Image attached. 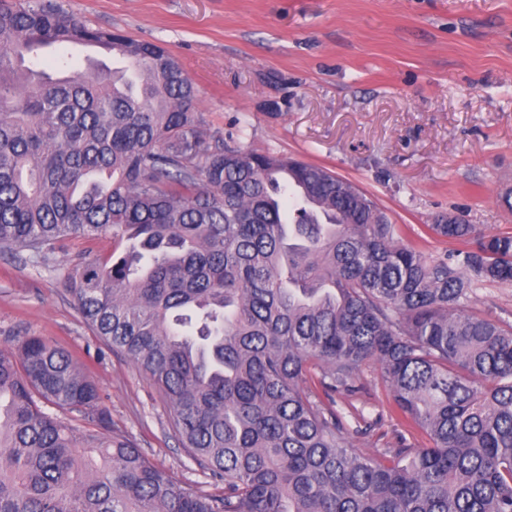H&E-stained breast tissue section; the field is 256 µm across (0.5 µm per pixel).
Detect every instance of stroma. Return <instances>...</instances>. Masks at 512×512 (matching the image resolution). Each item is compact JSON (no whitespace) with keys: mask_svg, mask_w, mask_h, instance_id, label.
<instances>
[{"mask_svg":"<svg viewBox=\"0 0 512 512\" xmlns=\"http://www.w3.org/2000/svg\"><path fill=\"white\" fill-rule=\"evenodd\" d=\"M92 27L166 48L200 91L214 140L325 166L370 195L409 241L452 249L427 234L459 213L485 234L512 232V0H56ZM109 237L73 238L31 261L0 253V347L43 336L99 388L112 430L132 440L181 487L221 486L182 448L152 381L89 327L63 283L78 261L107 257ZM473 314L512 323V284L477 288ZM362 409L375 429L353 448L370 453L400 434L377 365Z\"/></svg>","mask_w":512,"mask_h":512,"instance_id":"35a3bbf8","label":"stroma"}]
</instances>
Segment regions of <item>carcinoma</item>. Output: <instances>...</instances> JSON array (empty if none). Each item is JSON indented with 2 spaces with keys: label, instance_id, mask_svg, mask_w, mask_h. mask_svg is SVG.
<instances>
[{
  "label": "carcinoma",
  "instance_id": "cac0c4a2",
  "mask_svg": "<svg viewBox=\"0 0 512 512\" xmlns=\"http://www.w3.org/2000/svg\"><path fill=\"white\" fill-rule=\"evenodd\" d=\"M87 43L127 66L41 67ZM198 99L167 50L0 0V249L124 245L65 287L223 483L177 486L109 429L69 354L29 336L0 348V512H512V324L466 311L512 282V233L429 224L464 247L427 253L328 168L207 137ZM369 363L429 447L353 451L334 396Z\"/></svg>",
  "mask_w": 512,
  "mask_h": 512
}]
</instances>
